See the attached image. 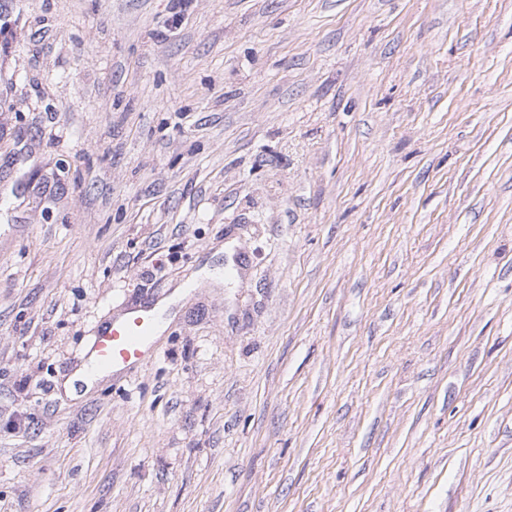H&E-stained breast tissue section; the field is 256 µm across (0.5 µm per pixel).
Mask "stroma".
Listing matches in <instances>:
<instances>
[{
  "label": "stroma",
  "instance_id": "35a3bbf8",
  "mask_svg": "<svg viewBox=\"0 0 512 512\" xmlns=\"http://www.w3.org/2000/svg\"><path fill=\"white\" fill-rule=\"evenodd\" d=\"M0 185V512H512V0H0ZM164 315L153 309H134L123 319L98 327L90 341L87 373L110 372L115 366L132 365L151 357L152 336Z\"/></svg>",
  "mask_w": 512,
  "mask_h": 512
}]
</instances>
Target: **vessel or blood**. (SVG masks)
I'll return each instance as SVG.
<instances>
[{"label": "vessel or blood", "mask_w": 512, "mask_h": 512, "mask_svg": "<svg viewBox=\"0 0 512 512\" xmlns=\"http://www.w3.org/2000/svg\"><path fill=\"white\" fill-rule=\"evenodd\" d=\"M162 319L161 312L134 309L123 319L98 327L90 341L87 373L108 372L113 367L132 365L151 357L152 338Z\"/></svg>", "instance_id": "vessel-or-blood-1"}]
</instances>
